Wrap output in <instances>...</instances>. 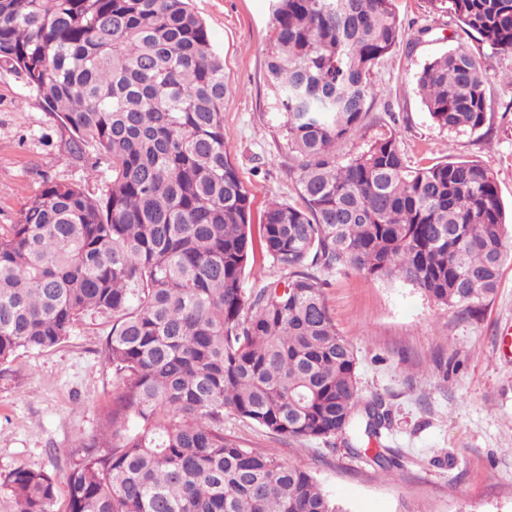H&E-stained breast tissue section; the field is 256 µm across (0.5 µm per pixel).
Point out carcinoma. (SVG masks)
Here are the masks:
<instances>
[{
    "label": "carcinoma",
    "instance_id": "cac0c4a2",
    "mask_svg": "<svg viewBox=\"0 0 512 512\" xmlns=\"http://www.w3.org/2000/svg\"><path fill=\"white\" fill-rule=\"evenodd\" d=\"M512 55V0H428ZM269 110L296 160L300 203L253 199L224 149V60L189 0H0V62L57 114L75 160L95 151L101 197L45 182L0 235V368L112 319V409L67 475L69 512H344L316 475L224 434L230 410L284 441L352 436L387 473L382 397L363 402L357 358L309 268L348 264L471 313L512 251L492 173L474 160L407 163L363 138L374 68L400 43L396 0H273ZM488 74L460 45L425 63L417 93L450 133L486 124ZM288 276L255 295L248 260ZM103 452H98V449ZM13 512H52L55 482L19 468Z\"/></svg>",
    "mask_w": 512,
    "mask_h": 512
}]
</instances>
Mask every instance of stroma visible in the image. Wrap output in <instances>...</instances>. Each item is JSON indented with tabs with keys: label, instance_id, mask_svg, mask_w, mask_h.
<instances>
[{
	"label": "stroma",
	"instance_id": "obj_1",
	"mask_svg": "<svg viewBox=\"0 0 512 512\" xmlns=\"http://www.w3.org/2000/svg\"><path fill=\"white\" fill-rule=\"evenodd\" d=\"M224 58L234 92L224 100V147L255 196L297 202L296 162L269 119L266 58L272 0H191ZM403 37L375 70L368 135L396 138L410 165L453 155L479 160L512 209V85L501 75L512 56L492 52L426 0H396ZM430 27L421 41L417 29ZM486 69L488 119L472 135L448 137L433 124L414 76L457 46ZM67 130L24 80L0 65V234L8 233L45 182L80 184L93 196L108 174L65 154ZM325 301L357 358L361 400L381 396L389 413L382 444L397 461L381 476L343 437L281 441L232 413L224 430L244 448L277 453L313 471L345 512H512V261L495 296L472 317L438 305L402 281L347 266L319 271ZM109 318L86 315L57 347L19 354L0 373V484L18 468L42 470L57 484L54 512H68L66 477L82 445L112 407L116 380L101 347Z\"/></svg>",
	"mask_w": 512,
	"mask_h": 512
}]
</instances>
